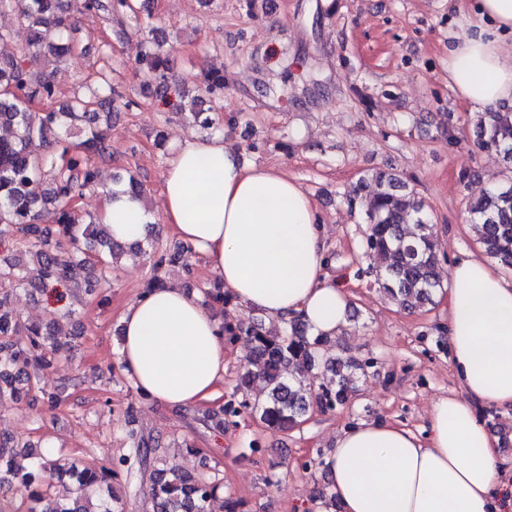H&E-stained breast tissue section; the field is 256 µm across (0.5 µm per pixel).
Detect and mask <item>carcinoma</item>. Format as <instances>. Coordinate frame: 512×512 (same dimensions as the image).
<instances>
[{
	"instance_id": "obj_1",
	"label": "carcinoma",
	"mask_w": 512,
	"mask_h": 512,
	"mask_svg": "<svg viewBox=\"0 0 512 512\" xmlns=\"http://www.w3.org/2000/svg\"><path fill=\"white\" fill-rule=\"evenodd\" d=\"M122 20L139 19L137 0H0V13L15 15L26 41L13 46L14 33L0 29V238L10 236L25 246L26 261L0 259V399L20 400L30 391L27 371L31 361L49 363L50 355L67 336L58 323L23 324L6 311L18 290L32 293L53 286L67 287L76 271L89 269L85 293L92 295L109 285L114 260L132 255L147 262L151 277L146 290L162 288V269L182 262L192 248L182 243L168 251H147L136 243L128 248L112 240L107 225L85 217L77 201L87 190L113 191L100 183L99 165L112 161V145L102 128L112 118V103L123 95L112 86V69L98 71L99 81L89 95L76 96L55 106L58 92L51 75L35 71L44 49L60 63L74 49L72 10ZM142 33L136 69L156 83L167 96L171 90L169 60L160 54L157 28L139 26ZM224 73H203L201 93L178 94L175 112L190 115L206 135L220 127L204 115V97L224 94ZM44 108L35 110V104ZM80 137L77 143L68 136ZM475 145L512 160V111L483 112L478 119ZM351 207H359L368 224L365 253L378 259L379 291L401 309L414 312L435 302L447 287L440 275L435 225L424 203L408 190L396 173L379 171L362 177L343 194ZM51 204L57 211L58 239L37 223L39 207ZM468 212L476 241L485 254L512 270V177L470 202ZM36 274L29 275V270ZM204 303L224 306L228 299L216 282L203 290ZM231 344L247 350L248 366L238 377L230 399L219 416L237 417L247 412L267 427L293 426L315 408L346 405L367 375L370 364L336 353L338 341L312 339L298 319L281 327H266L258 317L222 326ZM18 336L27 337L21 343ZM261 393H251L253 383ZM132 446L111 466L67 465L44 454L29 452L31 461H17L19 444L0 436V489L15 488L22 504L0 501V512H124L127 500L137 496L138 485H154L151 512H209L221 487L215 475H191L173 461L158 455L161 441L150 435L129 433ZM69 479L74 490L64 499L53 498V481Z\"/></svg>"
}]
</instances>
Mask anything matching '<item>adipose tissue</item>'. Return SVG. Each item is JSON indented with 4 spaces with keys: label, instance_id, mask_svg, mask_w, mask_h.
<instances>
[{
    "label": "adipose tissue",
    "instance_id": "1",
    "mask_svg": "<svg viewBox=\"0 0 512 512\" xmlns=\"http://www.w3.org/2000/svg\"><path fill=\"white\" fill-rule=\"evenodd\" d=\"M466 32L448 52V85L475 109L512 108V0L460 5ZM164 221L204 255L234 303L311 335L348 323L350 294L326 270L316 209L288 175L244 164L223 136L187 139L169 159ZM112 238L142 240L146 201L104 199ZM442 327L461 392L435 400L426 437L387 420L342 429L325 461L336 512H499L505 464L479 408H512V279L465 255L449 269ZM119 364L135 389L169 408L211 397L229 349L220 321L171 283L135 299L120 317Z\"/></svg>",
    "mask_w": 512,
    "mask_h": 512
}]
</instances>
